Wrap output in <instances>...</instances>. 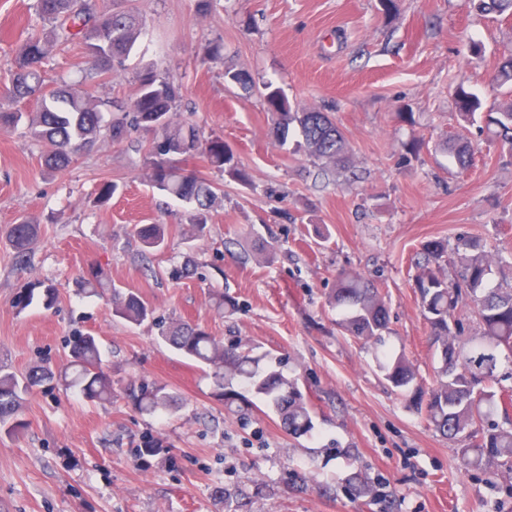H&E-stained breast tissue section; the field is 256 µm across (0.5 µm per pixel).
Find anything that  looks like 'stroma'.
Returning <instances> with one entry per match:
<instances>
[{
    "mask_svg": "<svg viewBox=\"0 0 512 512\" xmlns=\"http://www.w3.org/2000/svg\"><path fill=\"white\" fill-rule=\"evenodd\" d=\"M397 2L386 15L378 0H215L208 13L198 0H133L143 35L112 81L85 54L50 52V78L103 103L130 96L137 73L154 66L181 88L177 122L223 138L252 182L211 173L219 198L208 235L195 238L186 205L148 177L152 133L100 139L52 176L39 143L0 133V363L18 373L66 364L78 321L101 341L116 390L137 376L176 397L171 410L149 415L121 395L100 404L61 385L37 390L23 408L26 430L0 435V512H512V470L465 465L460 441L437 432L379 367L384 354L402 353L433 379L439 358L413 288L425 241L481 239L490 286L512 284V147L487 128H461L454 102L460 82L483 109L503 98L496 75L512 53V18L480 15L470 0ZM34 4L0 0V94L38 23ZM218 39L224 58L213 61L206 47ZM228 70L247 72L251 88L227 83ZM268 83L291 104L330 114L348 143L346 168L279 146ZM459 136L475 151L465 170L444 148ZM107 180L121 190L101 206L97 187ZM22 215L38 219L40 233L20 266L3 235ZM138 224L166 225V249L144 258ZM316 224L326 240L314 237ZM262 247L270 262L257 260ZM189 255L194 275L167 276ZM94 269L166 321L249 340L262 369L297 381L313 430L287 435L249 393L227 411L211 379L151 323L128 324L109 299L77 294L76 278ZM343 271L385 295L381 342L338 326L327 298ZM46 279L58 289L54 308L13 307L18 288ZM222 292L234 314L215 311L212 296ZM148 439L159 450L139 457ZM355 470L377 486L379 504L349 490Z\"/></svg>",
    "mask_w": 512,
    "mask_h": 512,
    "instance_id": "obj_1",
    "label": "stroma"
}]
</instances>
